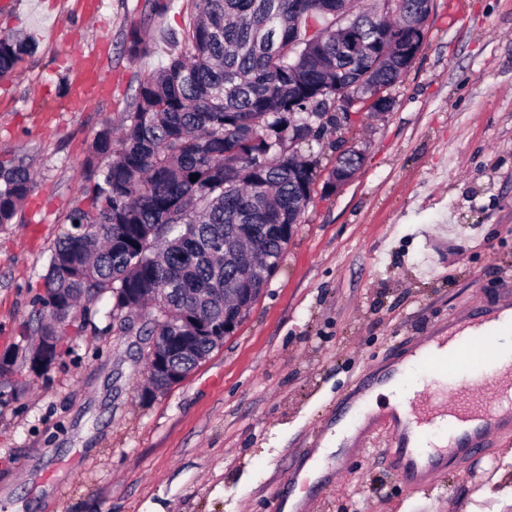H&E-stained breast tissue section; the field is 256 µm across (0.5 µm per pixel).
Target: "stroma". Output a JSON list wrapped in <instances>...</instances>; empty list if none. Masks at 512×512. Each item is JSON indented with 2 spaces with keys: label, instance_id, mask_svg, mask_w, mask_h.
<instances>
[{
  "label": "stroma",
  "instance_id": "obj_1",
  "mask_svg": "<svg viewBox=\"0 0 512 512\" xmlns=\"http://www.w3.org/2000/svg\"><path fill=\"white\" fill-rule=\"evenodd\" d=\"M146 0H0V35L33 39L0 81V159L23 153L37 183L0 224V353L34 322L51 249L81 205L96 132L119 125L135 89L184 37L191 0L122 33ZM107 22L108 39L100 37ZM423 48L388 90L393 106L299 145L328 172L364 161L312 201L237 331L187 379L145 402L142 339L115 331L109 298L70 328L48 371L0 376V512H281L288 475L368 369H388L431 326L512 297V0H433ZM101 61L109 93L71 75ZM320 466L306 512H512V440L409 491L382 452ZM145 25L146 20H131L124 29L122 47L131 60L144 58L152 52V47L142 34ZM339 156V157H338ZM343 156H347L351 159L353 164L349 165H357L360 166L364 160V153L362 150L356 148L355 146H349L347 149L342 150L337 157L340 160V163H343ZM336 162V177L332 178L331 183L334 185L336 189L345 185L350 178H348L349 170L346 164H340Z\"/></svg>",
  "mask_w": 512,
  "mask_h": 512
}]
</instances>
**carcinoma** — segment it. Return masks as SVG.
<instances>
[{"label": "carcinoma", "instance_id": "obj_1", "mask_svg": "<svg viewBox=\"0 0 512 512\" xmlns=\"http://www.w3.org/2000/svg\"><path fill=\"white\" fill-rule=\"evenodd\" d=\"M183 41L166 65L140 81L114 135L97 131L87 157L86 205L67 216L37 297L39 336L56 341L83 327L87 305L112 297V318L137 317L149 336L183 327L196 346L172 349L191 373L218 348L224 308L245 286L261 293L268 277L242 275L259 258L278 268L311 203L318 160L284 151L310 137L312 112L342 111L336 90L373 70L392 86L419 55L416 38L432 0H399L386 19L384 0H192ZM146 21L127 23L132 60L151 54ZM365 43L354 57L340 49L346 30ZM33 44L0 36V79ZM105 166H99L100 160ZM25 155L0 160V224H10L34 189ZM198 175L191 181V175Z\"/></svg>", "mask_w": 512, "mask_h": 512}]
</instances>
